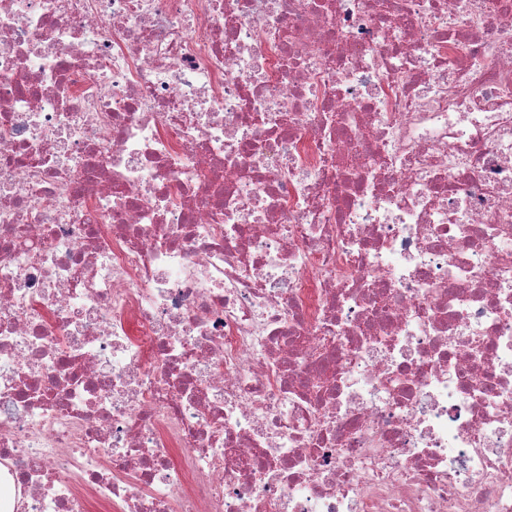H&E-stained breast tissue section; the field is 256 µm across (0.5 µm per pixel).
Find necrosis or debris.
<instances>
[{
    "label": "necrosis or debris",
    "mask_w": 512,
    "mask_h": 512,
    "mask_svg": "<svg viewBox=\"0 0 512 512\" xmlns=\"http://www.w3.org/2000/svg\"><path fill=\"white\" fill-rule=\"evenodd\" d=\"M0 512H512V0H0Z\"/></svg>",
    "instance_id": "1"
}]
</instances>
